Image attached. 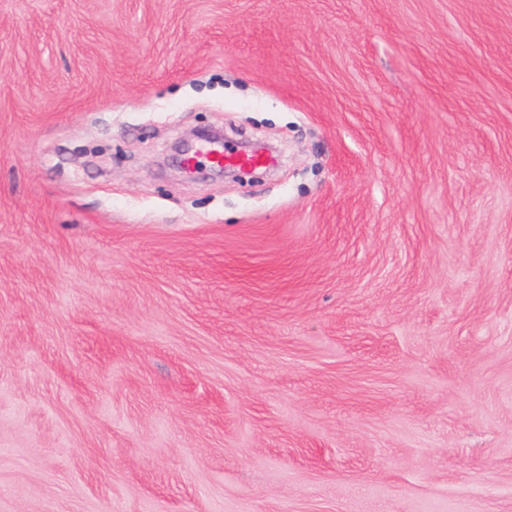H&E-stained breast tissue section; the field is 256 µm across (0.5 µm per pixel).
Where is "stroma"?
Here are the masks:
<instances>
[{"instance_id":"35a3bbf8","label":"stroma","mask_w":512,"mask_h":512,"mask_svg":"<svg viewBox=\"0 0 512 512\" xmlns=\"http://www.w3.org/2000/svg\"><path fill=\"white\" fill-rule=\"evenodd\" d=\"M0 512H512V0H0ZM193 151V144L190 141L182 140L176 143L172 148V153L169 156V164L177 170L179 173L184 175H193L197 172L195 165L192 168L187 164V160L190 159V154ZM209 155L213 163V174L216 176H234L238 177V170L224 168L219 165H261L267 162V158L263 155H228L222 149L210 150Z\"/></svg>"}]
</instances>
